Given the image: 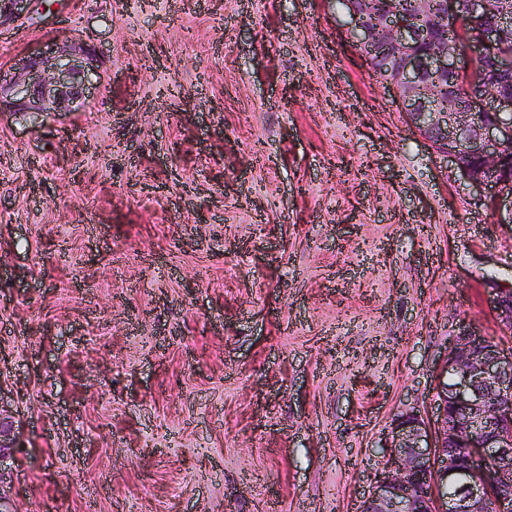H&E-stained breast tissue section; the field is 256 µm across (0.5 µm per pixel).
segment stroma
Here are the masks:
<instances>
[{
	"label": "stroma",
	"mask_w": 512,
	"mask_h": 512,
	"mask_svg": "<svg viewBox=\"0 0 512 512\" xmlns=\"http://www.w3.org/2000/svg\"><path fill=\"white\" fill-rule=\"evenodd\" d=\"M336 0H38L0 68L95 49L78 117L0 113V488L18 512H357L512 226Z\"/></svg>",
	"instance_id": "35a3bbf8"
}]
</instances>
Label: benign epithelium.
I'll list each match as a JSON object with an SVG mask.
<instances>
[{"instance_id": "1", "label": "benign epithelium", "mask_w": 512, "mask_h": 512, "mask_svg": "<svg viewBox=\"0 0 512 512\" xmlns=\"http://www.w3.org/2000/svg\"><path fill=\"white\" fill-rule=\"evenodd\" d=\"M454 18L457 0H421L419 16L396 10L368 24L354 8L348 35L367 50L378 80L396 90L408 125L448 158L471 184L488 190L491 213L508 212L512 224V87L474 81L465 86V109L455 95L440 102L424 94L422 80L472 70L487 59L495 74L512 75V54L495 48L512 37V12L493 0H467L469 29L448 39L419 18L435 3ZM34 0H0V26L19 21ZM428 48L416 50L418 41ZM18 75H0V112H80L99 89L98 57L73 42L49 40L18 59ZM488 309L500 329L512 327V286L493 281ZM435 411L406 410L392 419L387 470L361 502L359 512H512V348L504 349L471 324L459 325L435 376ZM457 487L450 495L447 489Z\"/></svg>"}]
</instances>
